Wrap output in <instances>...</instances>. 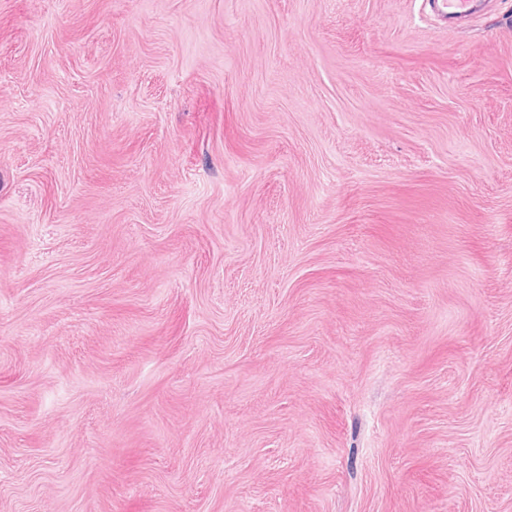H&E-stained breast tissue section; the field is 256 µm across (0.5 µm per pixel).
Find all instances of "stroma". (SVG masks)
I'll list each match as a JSON object with an SVG mask.
<instances>
[{"label": "stroma", "instance_id": "obj_1", "mask_svg": "<svg viewBox=\"0 0 512 512\" xmlns=\"http://www.w3.org/2000/svg\"><path fill=\"white\" fill-rule=\"evenodd\" d=\"M0 512H512V0H0ZM479 0H425L431 10L441 20L448 16H465L476 9V2Z\"/></svg>", "mask_w": 512, "mask_h": 512}]
</instances>
